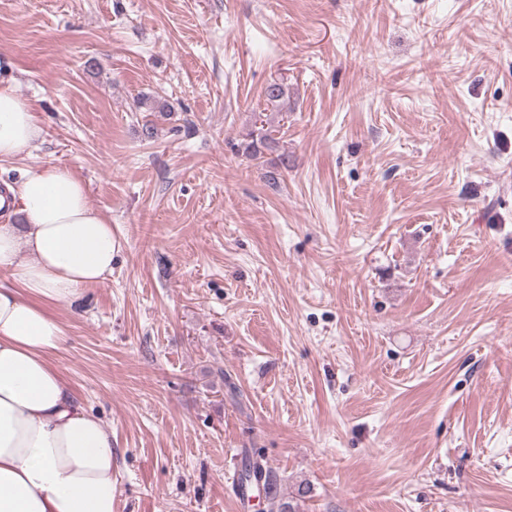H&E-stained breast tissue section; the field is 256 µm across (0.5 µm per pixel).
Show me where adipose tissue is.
I'll return each mask as SVG.
<instances>
[{
	"instance_id": "ef3b65f1",
	"label": "adipose tissue",
	"mask_w": 512,
	"mask_h": 512,
	"mask_svg": "<svg viewBox=\"0 0 512 512\" xmlns=\"http://www.w3.org/2000/svg\"><path fill=\"white\" fill-rule=\"evenodd\" d=\"M42 128L0 86V161L30 154ZM0 211V512H114L112 432L51 363L67 340L49 312L112 272V226L65 168L28 170Z\"/></svg>"
}]
</instances>
